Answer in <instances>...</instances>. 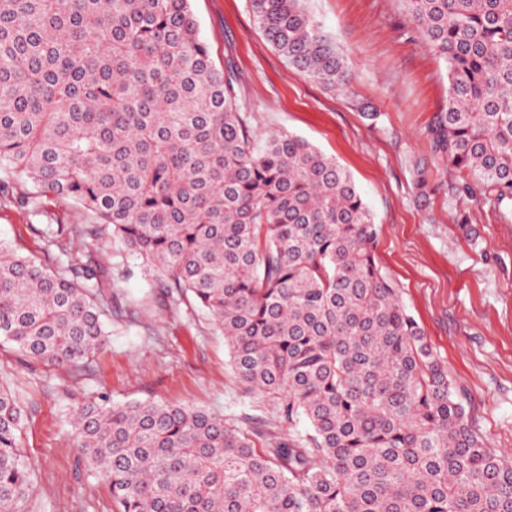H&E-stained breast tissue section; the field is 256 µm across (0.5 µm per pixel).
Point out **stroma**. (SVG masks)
Masks as SVG:
<instances>
[{
	"instance_id": "35a3bbf8",
	"label": "stroma",
	"mask_w": 512,
	"mask_h": 512,
	"mask_svg": "<svg viewBox=\"0 0 512 512\" xmlns=\"http://www.w3.org/2000/svg\"><path fill=\"white\" fill-rule=\"evenodd\" d=\"M353 73L331 90L289 65L266 39L250 0H190L217 68L240 75L238 101L255 136L288 131L336 158L380 232L383 274L467 393L485 444L512 458V221L487 205L458 208L448 195L428 126L448 103V76L402 0H304ZM0 242L46 267L98 258L112 287L101 306L108 336L80 368L24 359L0 343V383L23 409L18 434L32 471L18 512H118L107 481L80 463L73 415L87 400L180 404L220 414L256 444L288 429L260 394L244 393L223 335L192 298L172 299L90 213L6 182ZM468 215L473 235L458 227Z\"/></svg>"
}]
</instances>
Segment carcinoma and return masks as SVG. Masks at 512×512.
<instances>
[{
  "instance_id": "cac0c4a2",
  "label": "carcinoma",
  "mask_w": 512,
  "mask_h": 512,
  "mask_svg": "<svg viewBox=\"0 0 512 512\" xmlns=\"http://www.w3.org/2000/svg\"><path fill=\"white\" fill-rule=\"evenodd\" d=\"M301 2L250 0L293 68L348 88ZM403 2L448 70L430 133L449 193L512 220V0ZM237 84L190 0H0V171L73 201L191 295L245 392L294 430L258 447L206 410L89 402L84 465L119 512H512V461L486 448L378 269L352 177L290 132L256 144ZM105 288L93 255L52 270L0 242V337L78 366L105 343ZM21 422L0 384V512L30 481Z\"/></svg>"
}]
</instances>
